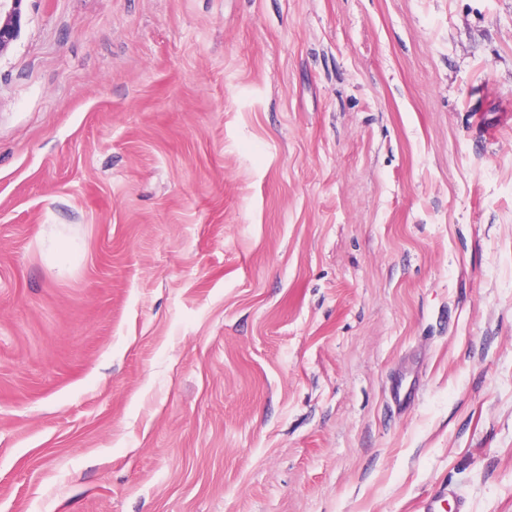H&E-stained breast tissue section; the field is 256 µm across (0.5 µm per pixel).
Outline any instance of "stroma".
Instances as JSON below:
<instances>
[{
	"label": "stroma",
	"mask_w": 512,
	"mask_h": 512,
	"mask_svg": "<svg viewBox=\"0 0 512 512\" xmlns=\"http://www.w3.org/2000/svg\"><path fill=\"white\" fill-rule=\"evenodd\" d=\"M444 484L512 512V0H24L0 512Z\"/></svg>",
	"instance_id": "stroma-1"
}]
</instances>
